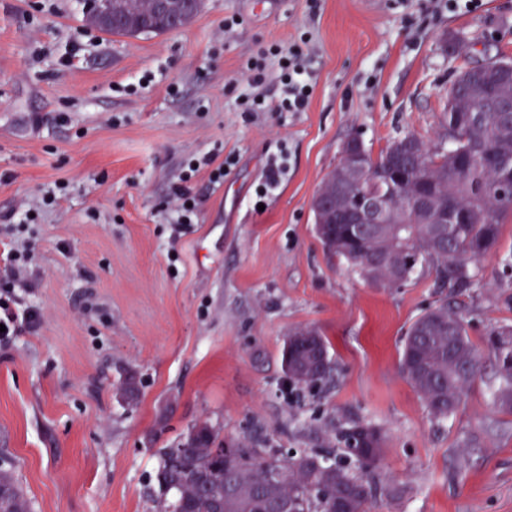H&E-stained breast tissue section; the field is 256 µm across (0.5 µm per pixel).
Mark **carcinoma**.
Instances as JSON below:
<instances>
[{"mask_svg": "<svg viewBox=\"0 0 512 512\" xmlns=\"http://www.w3.org/2000/svg\"><path fill=\"white\" fill-rule=\"evenodd\" d=\"M123 21L94 26L120 37L160 35L193 22L203 2L190 3L170 17L155 14L151 0H112ZM472 86L460 87L456 108L448 113V147L421 141L422 156L410 161L411 173L403 184L406 197L429 188L448 213L460 216L450 237L440 225L427 224L411 211L366 241L365 249L383 257L370 265L341 231L336 211L315 213V232L324 251L344 260L365 281L374 285H400L417 267L434 266L437 278L450 288H471L481 280L479 263L500 239L501 221L512 213V198L500 192L502 170L486 166L490 156L512 157V120L501 112L467 113ZM405 138L390 142L376 156L366 152L369 169H384L402 149ZM353 187L338 174H330L319 193L341 207ZM284 347L283 367L295 384L316 386L333 372L328 346L313 327L290 333ZM486 345L497 361L493 405L512 414V326L501 325L487 334ZM400 373L423 400L433 418L446 420L461 405L467 390L481 374V352L469 336L467 323L448 302L428 309L409 326L399 360ZM336 453L258 448L245 441L230 448L203 422L180 443L178 460L159 449L158 512H369L375 488L368 479L381 462L385 437L380 430H359L354 423L336 435ZM252 492L224 494V477ZM0 512H32L31 501L9 468L0 467Z\"/></svg>", "mask_w": 512, "mask_h": 512, "instance_id": "1", "label": "carcinoma"}]
</instances>
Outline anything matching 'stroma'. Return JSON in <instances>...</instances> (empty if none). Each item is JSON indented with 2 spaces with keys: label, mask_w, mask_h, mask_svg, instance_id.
<instances>
[{
  "label": "stroma",
  "mask_w": 512,
  "mask_h": 512,
  "mask_svg": "<svg viewBox=\"0 0 512 512\" xmlns=\"http://www.w3.org/2000/svg\"><path fill=\"white\" fill-rule=\"evenodd\" d=\"M84 12L0 0V258L35 244L15 292L41 313L0 345V465L33 512H154L158 449L202 422L268 448H332L338 429L368 424L386 437L371 512H512L493 356L444 421L399 372L407 329L440 302L478 344L512 325V215L482 287L454 291L427 265L400 286L366 283L329 259L311 210L350 136L375 154L411 134L438 143L459 69L512 57V0H204L190 25L134 38ZM302 38L306 110L237 111L247 60ZM206 154L227 162L224 182L200 171L197 215L174 232L164 201ZM28 211L24 231L3 232ZM302 327L335 363L315 387L282 365ZM128 380L136 399L119 391Z\"/></svg>",
  "instance_id": "obj_1"
}]
</instances>
